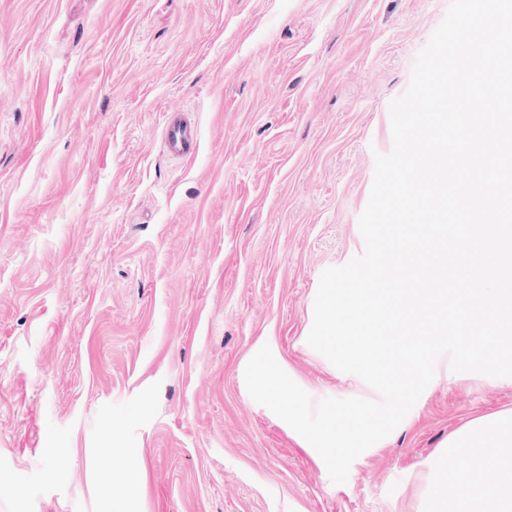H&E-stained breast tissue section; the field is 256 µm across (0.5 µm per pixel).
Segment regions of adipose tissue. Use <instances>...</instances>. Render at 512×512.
I'll return each instance as SVG.
<instances>
[{"label":"adipose tissue","instance_id":"obj_1","mask_svg":"<svg viewBox=\"0 0 512 512\" xmlns=\"http://www.w3.org/2000/svg\"><path fill=\"white\" fill-rule=\"evenodd\" d=\"M477 459L497 466L493 486L479 481H452L449 467ZM423 497L418 512H512V408L468 420L442 443L422 474Z\"/></svg>","mask_w":512,"mask_h":512}]
</instances>
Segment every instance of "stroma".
I'll list each match as a JSON object with an SVG mask.
<instances>
[{"label": "stroma", "instance_id": "35a3bbf8", "mask_svg": "<svg viewBox=\"0 0 512 512\" xmlns=\"http://www.w3.org/2000/svg\"><path fill=\"white\" fill-rule=\"evenodd\" d=\"M449 4L0 0V512H414L448 435L512 407L434 380L336 485L245 384L266 344L313 400L377 399L307 337ZM164 142L173 154L187 157L196 150L197 137L193 126L171 114L164 127Z\"/></svg>", "mask_w": 512, "mask_h": 512}]
</instances>
